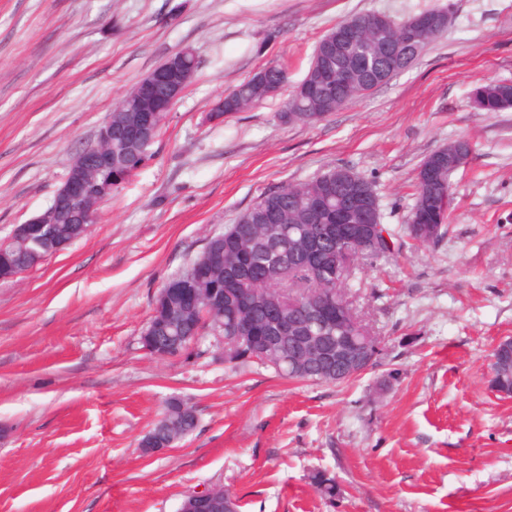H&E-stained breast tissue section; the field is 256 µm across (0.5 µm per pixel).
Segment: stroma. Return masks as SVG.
Listing matches in <instances>:
<instances>
[{
  "label": "stroma",
  "instance_id": "obj_1",
  "mask_svg": "<svg viewBox=\"0 0 512 512\" xmlns=\"http://www.w3.org/2000/svg\"><path fill=\"white\" fill-rule=\"evenodd\" d=\"M451 7L412 68L314 124L280 123L317 42L344 19ZM198 67L96 224L0 279V512H178L213 488L240 512H512V398L490 388L512 337V108L469 93L512 81V0H0V242L49 205L116 103L178 51ZM288 80L232 116L212 104L269 62ZM460 137L438 244L364 263L351 291L383 354L340 384L177 356L141 336L160 290L263 193L333 166L373 182L403 224L416 172ZM196 410L173 448L139 443L170 398ZM336 481L321 497L313 471ZM471 104L477 112H500L512 107V82L492 80L471 92Z\"/></svg>",
  "mask_w": 512,
  "mask_h": 512
}]
</instances>
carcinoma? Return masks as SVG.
Wrapping results in <instances>:
<instances>
[{
	"instance_id": "carcinoma-1",
	"label": "carcinoma",
	"mask_w": 512,
	"mask_h": 512,
	"mask_svg": "<svg viewBox=\"0 0 512 512\" xmlns=\"http://www.w3.org/2000/svg\"><path fill=\"white\" fill-rule=\"evenodd\" d=\"M447 10H427L394 20V26L365 34L357 48L358 57L369 67L388 62V49L400 41L399 26L417 17L435 19L448 16ZM325 39L317 43L312 63L304 79L292 90L277 113L282 123L301 121L315 123L353 98L373 89L358 79L353 84L331 89L321 85L315 68ZM286 71L269 64L224 95L226 114L241 112L254 103L275 95L286 83ZM471 104L477 112H500L512 107V82L492 80L471 92ZM144 116L130 112L126 99L112 110V126L123 129L136 125ZM470 142L465 138L451 141L432 152L423 164H434L435 178L415 179L413 204L405 224L390 228L382 223L379 196L374 185L358 177L375 220L382 225L389 241L368 252L355 238L339 243L326 228L336 223V211L324 207L327 196L336 193V184L348 179L354 171L335 167L297 185H283L260 195L223 232L213 235L204 253L210 260L209 278L196 281L188 273L164 287L155 302L147 325L154 347H167V337L187 336L190 342L210 333L214 336H238L244 351L255 357L254 363L283 372L298 356L301 367L290 376L304 381L342 383L350 377L328 372L317 360L302 350L299 336H317L326 349H336V337L344 336L353 343L365 340L369 330L356 313L346 290L360 272V261L380 260L412 245H435L448 232L452 204L445 201L452 190L451 178L462 160L469 157ZM150 159L148 148L139 143L112 142V172L97 173L106 182L112 173L136 174ZM319 239L321 248L332 257L347 254L348 263L342 273L322 277L302 259L309 238ZM322 300H331L342 312V322L315 327L309 324V309ZM192 407L174 398L167 402L162 417L150 431L151 448H169L192 433L197 418ZM311 484L325 497L336 494L335 480L317 471Z\"/></svg>"
}]
</instances>
